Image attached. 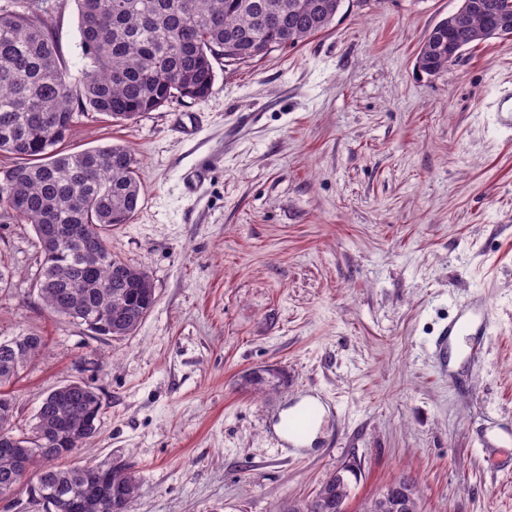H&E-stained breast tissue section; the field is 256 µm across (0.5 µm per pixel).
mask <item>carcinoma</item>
<instances>
[{"label": "carcinoma", "mask_w": 512, "mask_h": 512, "mask_svg": "<svg viewBox=\"0 0 512 512\" xmlns=\"http://www.w3.org/2000/svg\"><path fill=\"white\" fill-rule=\"evenodd\" d=\"M83 55L79 87L68 86L43 0H0V153L14 159L0 169V222L33 225L42 259L36 288L50 312L69 317L97 336L132 335L155 304L146 271L112 256L106 231L128 223L141 194L137 161L112 144L69 152L64 143L81 118L96 112L118 123L185 98L211 94L215 63H247L295 48L324 31L343 0H76ZM462 18L434 26L415 57L418 70L448 67V44L470 46L497 29L485 5L512 14V0H468ZM35 334L15 336L0 355V433L14 438L0 452V498L27 484L55 499L53 512H127L138 491L132 466L119 461L105 494L87 499L99 467L60 468L54 461L85 446L87 426L100 419L93 387L50 392L35 422L15 432V406L2 387L44 348ZM275 373L252 371L241 384L261 390ZM348 465L325 479L314 497L280 512H345ZM364 512H420L416 481L401 477Z\"/></svg>", "instance_id": "carcinoma-1"}]
</instances>
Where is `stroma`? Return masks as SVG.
<instances>
[{
	"label": "stroma",
	"mask_w": 512,
	"mask_h": 512,
	"mask_svg": "<svg viewBox=\"0 0 512 512\" xmlns=\"http://www.w3.org/2000/svg\"><path fill=\"white\" fill-rule=\"evenodd\" d=\"M69 86L80 83L75 0H48ZM461 0H344L296 48L217 65L211 94L118 125L92 114L72 151L121 144L143 185L112 254L148 272L156 303L136 332L95 337L35 289L32 225L0 223V339L43 336L10 385L30 425L82 381L100 424L70 466L131 465L127 512H277L357 465L347 512L395 478L423 512H512V467L483 460L484 429L512 425V39L465 48L447 69L416 53ZM481 299L493 325L480 367L449 373L434 340ZM284 383L256 393L244 372ZM324 409L288 446L293 402Z\"/></svg>",
	"instance_id": "stroma-1"
}]
</instances>
